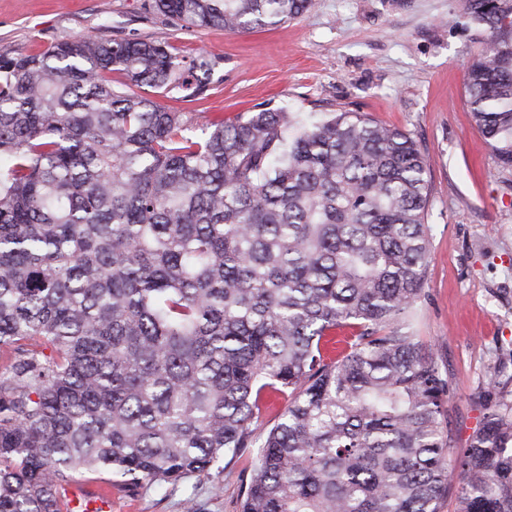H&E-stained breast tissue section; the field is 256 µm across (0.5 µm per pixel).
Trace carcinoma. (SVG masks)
I'll list each match as a JSON object with an SVG mask.
<instances>
[{
  "instance_id": "1",
  "label": "carcinoma",
  "mask_w": 512,
  "mask_h": 512,
  "mask_svg": "<svg viewBox=\"0 0 512 512\" xmlns=\"http://www.w3.org/2000/svg\"><path fill=\"white\" fill-rule=\"evenodd\" d=\"M312 0H153L188 28L286 23ZM483 33L468 108L512 167V0ZM216 61L89 34L0 55V512H62L84 471L161 486L252 447L288 398L242 512H512V403L448 455V378L410 326L430 262L427 166L356 112L215 116ZM357 333L339 359L333 333ZM494 376L512 381V350Z\"/></svg>"
}]
</instances>
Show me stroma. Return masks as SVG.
<instances>
[{
  "label": "stroma",
  "instance_id": "obj_1",
  "mask_svg": "<svg viewBox=\"0 0 512 512\" xmlns=\"http://www.w3.org/2000/svg\"><path fill=\"white\" fill-rule=\"evenodd\" d=\"M152 0H0V54H38L80 34L156 40L182 55L217 57L206 90L161 97L193 131L216 115L262 109L358 112L409 133L429 168L431 262L414 332L434 345L453 388L448 428L463 448L479 415L470 397L491 388L500 348H512V167L500 164L468 110L465 64L478 32L463 0H315L277 27L228 33L184 28ZM512 399V384L491 388ZM286 405L254 424L263 442ZM255 447L229 465L176 483L113 491L112 512H240Z\"/></svg>",
  "mask_w": 512,
  "mask_h": 512
}]
</instances>
